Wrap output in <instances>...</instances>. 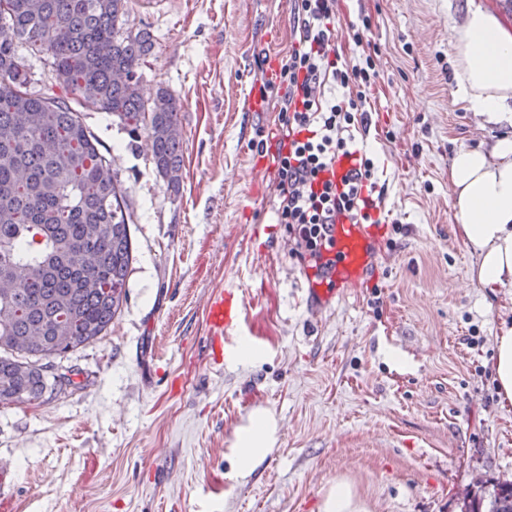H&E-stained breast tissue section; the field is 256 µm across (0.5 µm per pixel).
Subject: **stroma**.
Segmentation results:
<instances>
[{
    "label": "stroma",
    "instance_id": "stroma-1",
    "mask_svg": "<svg viewBox=\"0 0 512 512\" xmlns=\"http://www.w3.org/2000/svg\"><path fill=\"white\" fill-rule=\"evenodd\" d=\"M465 2H336L339 55L375 62L365 142L401 224L383 225L364 279L316 314L260 146L278 127V93L259 88L292 44L290 0H131L128 26L155 40L143 93L182 105L183 180L170 192L146 138L85 114L135 259L106 334L53 361L82 389L0 404V512H323L339 482L365 512H461L460 491L512 479V405L493 373L512 287L471 281L448 182L458 149L502 132L452 78ZM227 290L241 320L217 357L206 307ZM245 342L254 360H240ZM258 408L276 442L241 479L235 431Z\"/></svg>",
    "mask_w": 512,
    "mask_h": 512
}]
</instances>
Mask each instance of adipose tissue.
I'll return each mask as SVG.
<instances>
[{"instance_id":"adipose-tissue-1","label":"adipose tissue","mask_w":512,"mask_h":512,"mask_svg":"<svg viewBox=\"0 0 512 512\" xmlns=\"http://www.w3.org/2000/svg\"><path fill=\"white\" fill-rule=\"evenodd\" d=\"M451 67L461 101L504 132L490 147L463 148L448 181L458 232L471 249V277L488 288L512 286V28L484 4L467 0L451 32ZM276 424L263 409L235 431L234 462L248 475L267 456Z\"/></svg>"}]
</instances>
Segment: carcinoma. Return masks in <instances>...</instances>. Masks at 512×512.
Instances as JSON below:
<instances>
[{"mask_svg": "<svg viewBox=\"0 0 512 512\" xmlns=\"http://www.w3.org/2000/svg\"><path fill=\"white\" fill-rule=\"evenodd\" d=\"M128 13L129 0H0L1 403L81 388L67 374L48 381L51 360L99 339L126 297L131 216L83 112L146 135L156 173L180 189L181 102L166 88L142 95L154 44ZM29 57L51 67L38 91ZM464 504L512 512V483Z\"/></svg>", "mask_w": 512, "mask_h": 512, "instance_id": "cac0c4a2", "label": "carcinoma"}]
</instances>
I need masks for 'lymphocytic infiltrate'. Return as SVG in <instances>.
Here are the masks:
<instances>
[{"label":"lymphocytic infiltrate","instance_id":"lymphocytic-infiltrate-1","mask_svg":"<svg viewBox=\"0 0 512 512\" xmlns=\"http://www.w3.org/2000/svg\"><path fill=\"white\" fill-rule=\"evenodd\" d=\"M295 42L275 74L285 93L278 105L284 133L274 154L279 197L277 219L294 239V255L328 277V233L336 219L386 224L385 188L374 163L357 140L356 126H368L366 90L375 79L371 60L351 63L336 52V0H292ZM354 87L355 97L323 100L326 79ZM352 169L341 180L331 172L340 157Z\"/></svg>","mask_w":512,"mask_h":512}]
</instances>
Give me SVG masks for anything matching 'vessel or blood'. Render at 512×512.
I'll return each instance as SVG.
<instances>
[{"label":"vessel or blood","instance_id":"1","mask_svg":"<svg viewBox=\"0 0 512 512\" xmlns=\"http://www.w3.org/2000/svg\"><path fill=\"white\" fill-rule=\"evenodd\" d=\"M331 250L338 255L335 280L340 284L361 281L372 263V244L364 225L336 224L331 228ZM211 349L215 355L224 353V337L239 325L240 312L231 294L214 298L208 304Z\"/></svg>","mask_w":512,"mask_h":512}]
</instances>
